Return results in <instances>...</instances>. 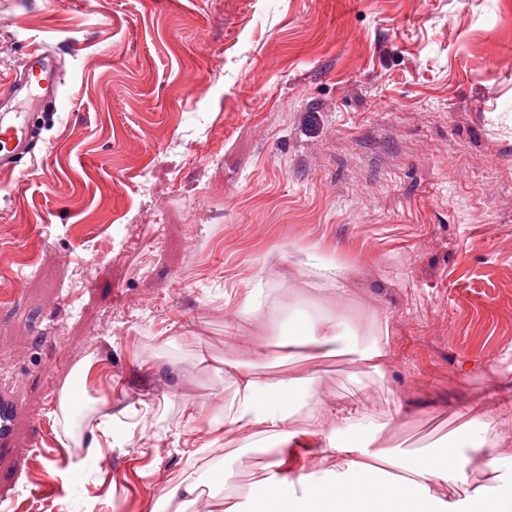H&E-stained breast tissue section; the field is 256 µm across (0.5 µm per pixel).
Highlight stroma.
<instances>
[{
    "mask_svg": "<svg viewBox=\"0 0 512 512\" xmlns=\"http://www.w3.org/2000/svg\"><path fill=\"white\" fill-rule=\"evenodd\" d=\"M60 69L37 141L0 171V387L26 404L0 461V512H144L185 476L189 403L220 421L247 289L275 333L312 311L288 241L333 249L388 347L386 380L331 359L402 409L407 447L443 446L454 410L512 375V0H0V79L34 46ZM108 448L59 443L57 401L87 356ZM244 497L267 449L218 451Z\"/></svg>",
    "mask_w": 512,
    "mask_h": 512,
    "instance_id": "obj_1",
    "label": "stroma"
}]
</instances>
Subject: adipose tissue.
I'll return each instance as SVG.
<instances>
[{"mask_svg": "<svg viewBox=\"0 0 512 512\" xmlns=\"http://www.w3.org/2000/svg\"><path fill=\"white\" fill-rule=\"evenodd\" d=\"M246 321L255 329L224 373L234 386L223 422L204 408L190 407L189 420L254 448L272 441L278 450L264 479L248 492V510L232 498L203 499L198 482L173 486L169 498L199 505L201 512H512V467H505L489 435L497 415L459 413L460 425L436 451L401 447L389 438L399 417L376 416L359 401L325 406L315 363L350 359L368 373H383L380 343L359 345L337 316L303 315L290 320L280 346L306 344L311 352L294 361L270 357L263 337L273 320L258 288L245 297ZM370 483L388 490L375 498L356 495Z\"/></svg>", "mask_w": 512, "mask_h": 512, "instance_id": "1", "label": "adipose tissue"}]
</instances>
